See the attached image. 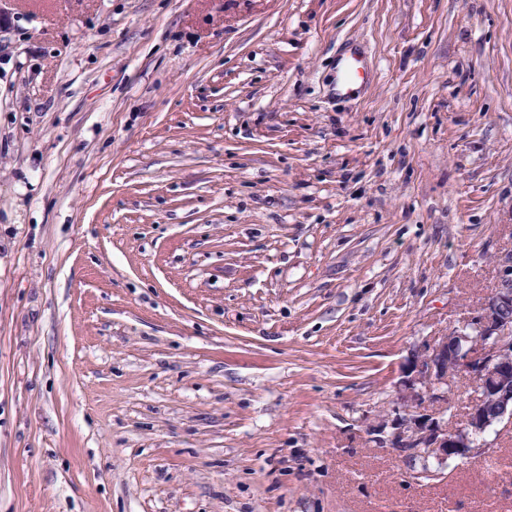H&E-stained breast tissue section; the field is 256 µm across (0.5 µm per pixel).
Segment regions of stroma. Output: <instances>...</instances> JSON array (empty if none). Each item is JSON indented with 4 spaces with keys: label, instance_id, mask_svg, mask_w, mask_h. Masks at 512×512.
Segmentation results:
<instances>
[{
    "label": "stroma",
    "instance_id": "35a3bbf8",
    "mask_svg": "<svg viewBox=\"0 0 512 512\" xmlns=\"http://www.w3.org/2000/svg\"><path fill=\"white\" fill-rule=\"evenodd\" d=\"M8 8L0 512H512L367 433L512 249V0ZM359 59L357 58L356 53H351L349 57H346L342 60V69L340 72V82L338 84V92L347 97H351L357 95L360 91V86L356 81L355 77H353V71Z\"/></svg>",
    "mask_w": 512,
    "mask_h": 512
}]
</instances>
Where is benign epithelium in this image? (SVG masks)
Returning a JSON list of instances; mask_svg holds the SVG:
<instances>
[{"label": "benign epithelium", "instance_id": "obj_1", "mask_svg": "<svg viewBox=\"0 0 512 512\" xmlns=\"http://www.w3.org/2000/svg\"><path fill=\"white\" fill-rule=\"evenodd\" d=\"M498 280L470 319L485 342L447 333L426 338L406 359L394 414L370 429L380 448H389L409 464V477L445 479L448 460H472L485 453L483 436L512 424V250L497 257ZM469 378L481 393L459 427L448 425V385L456 376ZM441 464L416 469L417 456Z\"/></svg>", "mask_w": 512, "mask_h": 512}]
</instances>
